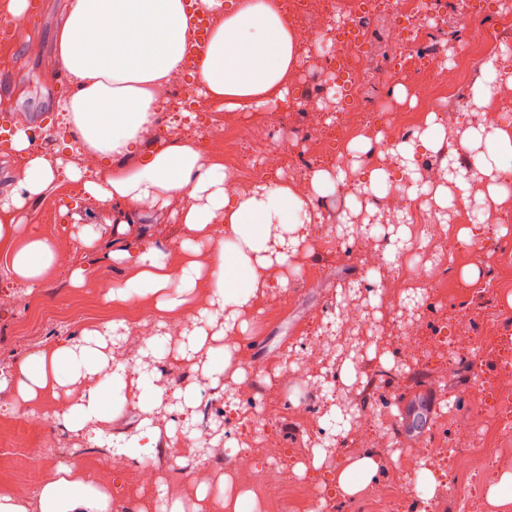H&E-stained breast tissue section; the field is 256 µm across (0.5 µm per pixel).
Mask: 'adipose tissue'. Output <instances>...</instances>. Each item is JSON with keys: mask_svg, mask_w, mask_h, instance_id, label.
<instances>
[{"mask_svg": "<svg viewBox=\"0 0 512 512\" xmlns=\"http://www.w3.org/2000/svg\"><path fill=\"white\" fill-rule=\"evenodd\" d=\"M213 18L194 74L196 93L225 111L261 108L285 99L288 80L301 62V41L278 0H200ZM194 17L184 0H70L57 34V58L70 83L62 102L73 133L87 153L106 167L88 179L78 162L49 160L32 150L24 130L12 146L23 160L13 191L0 203V250L15 278L28 288L40 286L57 259V243L38 231L22 232L24 214L58 175L81 183L87 197L111 211L117 233L108 255L126 275L104 296L119 310L152 299L160 319L189 318L176 348L158 336L134 368L114 355L123 321L83 328L79 338L46 346L0 373V391L12 392L19 412L50 396L66 394L56 420L72 431L91 429L101 443H111L109 428L131 408L141 416L138 433L126 454L141 462L144 444L160 434H187L197 406L195 386L167 391L162 372L194 362L201 377L218 386L223 375L243 379L245 370L233 340L245 334L244 319L280 266L287 264L305 239L317 203L337 187L354 184L361 194L387 191L394 178L407 176L411 200L433 199L448 207V189L415 182V156L438 150L445 132L427 120L410 141L395 150L396 164L361 170L317 167L309 192L277 180L256 183L243 193L229 188L223 163L208 156L194 136H178L149 152L140 146L155 125L163 89L180 72L193 44ZM466 140L481 145L473 157L477 180L496 204H507L497 183L501 156L512 155V131L467 128ZM177 207L183 235L178 260L154 246L130 251L121 239L146 212ZM169 420L158 428L159 414ZM381 472L371 453L349 460L336 471V493L353 498ZM0 512H112V487L76 463L57 465L30 497L0 491ZM168 512H259L251 490L222 476L201 483L192 503L172 499Z\"/></svg>", "mask_w": 512, "mask_h": 512, "instance_id": "obj_1", "label": "adipose tissue"}]
</instances>
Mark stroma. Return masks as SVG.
I'll use <instances>...</instances> for the list:
<instances>
[{"mask_svg": "<svg viewBox=\"0 0 512 512\" xmlns=\"http://www.w3.org/2000/svg\"><path fill=\"white\" fill-rule=\"evenodd\" d=\"M67 4L31 0L35 22L0 49V115L15 118L18 127L32 132L50 129L37 149L52 160H70L75 154L57 135L66 123L58 102L70 87L56 61L55 33ZM371 29L364 94L384 109L359 113L356 131L365 135L375 127H392L402 109L391 93L394 82L384 72L398 49L392 15L381 14ZM289 88L295 96L311 88L315 96L306 109L295 112H226L207 101L197 112H162L142 148L154 149L178 134H199L210 141V155L220 157L226 136L268 125L275 135L267 146L286 150L284 176L295 181L308 130L336 127L343 115L325 111L334 92L323 88L310 58H303ZM353 191L346 185L326 197L320 218L307 227V241L281 270L286 285L271 283L249 315L248 333L238 350L247 376L228 383L217 398L224 411L223 444L194 455L191 469L177 480L172 477L175 460L189 440L173 443L164 437L150 453L152 465L185 500H192L197 483H213L225 474L250 490L258 477L270 476L300 481L325 512H362L369 499L395 484L404 492L394 512H410L412 499L405 489L413 461L422 459L428 448L465 457L473 449L471 423L490 419L501 429L492 442L496 453L486 480L492 485L512 472V406L497 398L498 393H512V295L490 286L501 273L502 260H512V223L492 217L472 224L473 236L463 242L456 238V226L440 224L433 211L422 210L399 187L366 196L365 206L378 221L347 234L342 226ZM72 202L79 205L77 218L61 217L60 207ZM104 218L97 203L82 200L80 189L63 176L29 208L27 224L56 239L59 253L54 268L32 290L15 279L7 257L0 254V298L7 300L0 305V370L43 345L77 336L92 321H125L127 334L115 356L126 362L136 361L144 347L143 328L168 337L170 345L180 342L183 321L160 320L149 302L119 312L105 304V285L121 280L124 270L86 249L77 235L78 224ZM395 223L409 226L411 246L421 250L414 268L402 276L397 268L406 249L392 239ZM143 229L145 239H133L132 250L147 244L172 250L182 236L181 224L167 211L155 214ZM469 264L479 266L478 279H464L462 271ZM76 267L88 270L79 288L70 282ZM373 271L380 275L375 285L367 281ZM431 278L442 280L443 288H425ZM347 297L363 300L366 311L343 316L340 305ZM79 299L91 305L93 316L75 311ZM349 337L358 339L359 349L346 358L343 341ZM344 361L353 380L341 392L355 414L347 429L326 417L333 372ZM58 406L52 400L40 411L52 423L57 462L82 460L102 482L111 483L116 503L136 505L142 489L138 465L113 451L82 454L83 433L54 423ZM245 411L250 414L246 421L241 418ZM318 446L329 453L315 469L308 461ZM367 452L382 460L381 475L355 499L337 497V466ZM447 469L444 458L430 467L439 483L431 512H498L483 496L466 507L458 503L443 483Z\"/></svg>", "mask_w": 512, "mask_h": 512, "instance_id": "35a3bbf8", "label": "stroma"}]
</instances>
